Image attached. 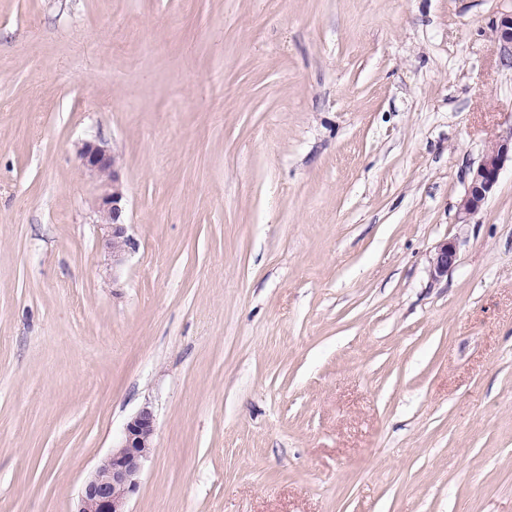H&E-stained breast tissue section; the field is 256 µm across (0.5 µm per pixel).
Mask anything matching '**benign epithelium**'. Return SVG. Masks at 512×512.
Returning <instances> with one entry per match:
<instances>
[{"label":"benign epithelium","instance_id":"7a95c632","mask_svg":"<svg viewBox=\"0 0 512 512\" xmlns=\"http://www.w3.org/2000/svg\"><path fill=\"white\" fill-rule=\"evenodd\" d=\"M495 43L501 49L512 48V15L496 26ZM82 167L95 175L102 193L97 209L105 248L112 255V263L119 264L131 246L127 234L122 185L118 159L101 143L86 141L79 150ZM512 160V137L493 145L473 171L464 196L459 203L458 216L467 221L476 215L494 191L505 163ZM457 262V245L453 240L440 243L430 260L429 275L438 280ZM156 418L144 408L126 424L121 443L112 448L96 465L82 489L76 512H129L130 498L138 491L140 474L145 461L153 451Z\"/></svg>","mask_w":512,"mask_h":512}]
</instances>
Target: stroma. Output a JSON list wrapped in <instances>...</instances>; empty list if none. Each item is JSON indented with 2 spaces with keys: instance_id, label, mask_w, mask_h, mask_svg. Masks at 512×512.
Returning a JSON list of instances; mask_svg holds the SVG:
<instances>
[{
  "instance_id": "35a3bbf8",
  "label": "stroma",
  "mask_w": 512,
  "mask_h": 512,
  "mask_svg": "<svg viewBox=\"0 0 512 512\" xmlns=\"http://www.w3.org/2000/svg\"><path fill=\"white\" fill-rule=\"evenodd\" d=\"M511 13L0 0V512H75L145 407L130 512H512L511 164L458 219ZM82 167L95 175L101 184L102 193L98 198L102 239L105 248L112 255V264H119L132 245L127 234L125 211L121 206L122 185L118 172V159L101 143L86 141L79 150ZM457 245L454 240H446L440 243L430 260L429 275L438 280L448 275V271L457 262Z\"/></svg>"
}]
</instances>
